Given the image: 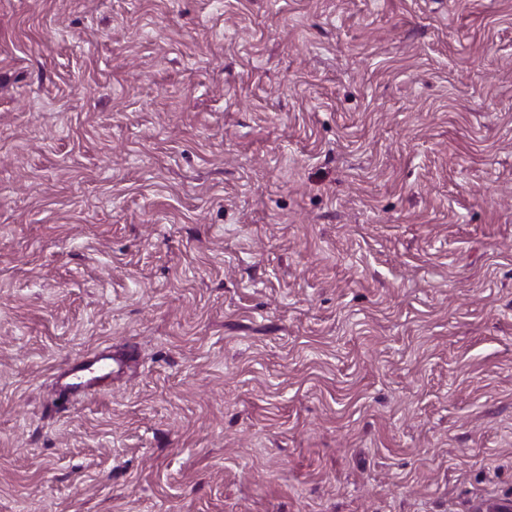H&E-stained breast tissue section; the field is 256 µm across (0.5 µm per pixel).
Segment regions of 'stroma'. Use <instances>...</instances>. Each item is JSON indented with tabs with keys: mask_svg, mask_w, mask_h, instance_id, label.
I'll use <instances>...</instances> for the list:
<instances>
[{
	"mask_svg": "<svg viewBox=\"0 0 512 512\" xmlns=\"http://www.w3.org/2000/svg\"><path fill=\"white\" fill-rule=\"evenodd\" d=\"M500 506L512 0H0V512ZM103 361L102 358L92 357L83 361L71 373L72 382L69 384L74 392L78 393L80 390L92 387L98 381L99 377L93 375L95 373V366Z\"/></svg>",
	"mask_w": 512,
	"mask_h": 512,
	"instance_id": "35a3bbf8",
	"label": "stroma"
}]
</instances>
